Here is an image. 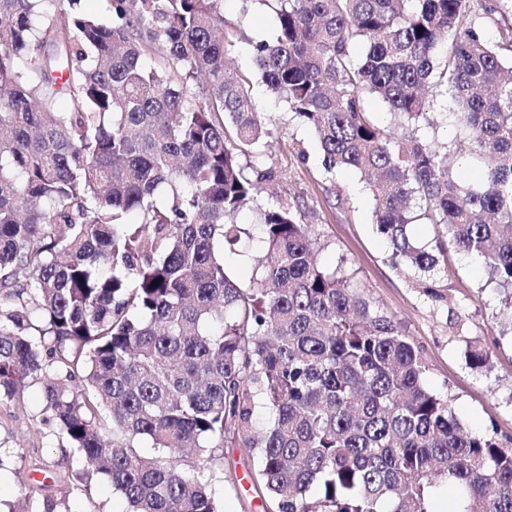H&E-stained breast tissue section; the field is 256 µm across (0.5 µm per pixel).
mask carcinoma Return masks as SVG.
I'll list each match as a JSON object with an SVG mask.
<instances>
[{"label": "carcinoma", "mask_w": 512, "mask_h": 512, "mask_svg": "<svg viewBox=\"0 0 512 512\" xmlns=\"http://www.w3.org/2000/svg\"><path fill=\"white\" fill-rule=\"evenodd\" d=\"M256 2L275 29L254 70L324 173L360 174L423 294L448 304L431 272L450 244L512 287V78L481 25L512 0ZM78 4L0 0V403L41 381L44 422L87 464L69 480L104 475L130 512H220L227 444L273 512H433L443 484L461 512H512V446L425 388L420 348L316 262L298 209L259 202L274 173L240 157L282 128L226 73L223 0H112L110 27ZM431 90L457 103L481 185L419 134ZM248 207L266 256L242 288L225 257ZM416 220L443 228L433 246ZM21 512H59L49 486Z\"/></svg>", "instance_id": "carcinoma-1"}]
</instances>
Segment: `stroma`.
Returning a JSON list of instances; mask_svg holds the SVG:
<instances>
[{"mask_svg": "<svg viewBox=\"0 0 512 512\" xmlns=\"http://www.w3.org/2000/svg\"><path fill=\"white\" fill-rule=\"evenodd\" d=\"M224 27L234 45L227 61L231 69L246 72L252 62L247 40L271 37L272 13L257 0H224ZM250 91L259 112L282 123L283 135L262 161L274 178L265 185L266 196H281L297 203L319 241L318 264L336 268L351 278L357 293L375 309L401 322L409 339L420 346L428 366L425 386L448 396L456 417L469 429H494L512 437V288L491 282L481 263L456 252L448 254L447 270L434 277L448 288V303L433 305L417 288L412 269L394 265L391 251L373 225L374 201L357 173L344 171L326 179L317 142L304 126L291 121L283 105L270 96L260 76H253ZM454 102L434 104V125L426 137L449 148L453 173L465 182L477 177L478 165L466 147L467 137L444 113L457 111ZM490 354L487 368L476 370L466 360L469 348ZM38 384L26 388L20 399L0 404V447L13 457L0 470V512L18 505L36 483L51 485L66 512H127L126 499L99 479L90 491L58 486L48 468L62 458L63 439L42 423ZM226 460L235 467V482L216 485L221 512H268L247 472L251 462L239 448L226 447Z\"/></svg>", "mask_w": 512, "mask_h": 512, "instance_id": "35a3bbf8", "label": "stroma"}]
</instances>
